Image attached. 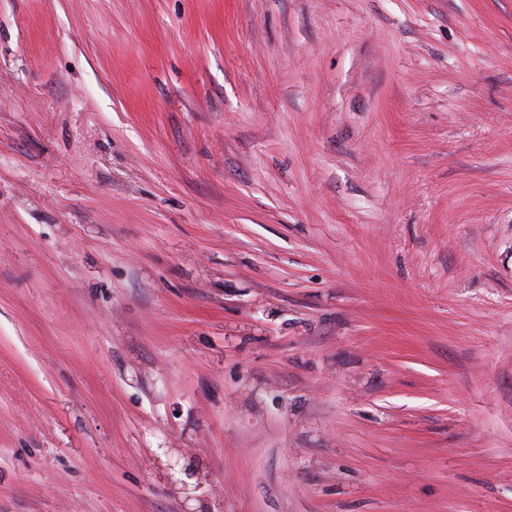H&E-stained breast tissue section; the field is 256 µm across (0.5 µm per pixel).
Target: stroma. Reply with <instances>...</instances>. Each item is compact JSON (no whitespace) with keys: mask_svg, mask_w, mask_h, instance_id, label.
<instances>
[{"mask_svg":"<svg viewBox=\"0 0 512 512\" xmlns=\"http://www.w3.org/2000/svg\"><path fill=\"white\" fill-rule=\"evenodd\" d=\"M0 512H512V0H0Z\"/></svg>","mask_w":512,"mask_h":512,"instance_id":"obj_1","label":"stroma"}]
</instances>
